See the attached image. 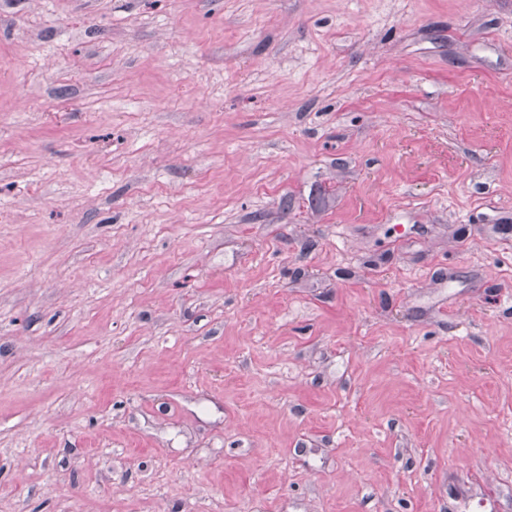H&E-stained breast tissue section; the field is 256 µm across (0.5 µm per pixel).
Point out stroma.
I'll return each mask as SVG.
<instances>
[{"label":"stroma","instance_id":"stroma-1","mask_svg":"<svg viewBox=\"0 0 512 512\" xmlns=\"http://www.w3.org/2000/svg\"><path fill=\"white\" fill-rule=\"evenodd\" d=\"M0 512H512V0H0Z\"/></svg>","mask_w":512,"mask_h":512}]
</instances>
